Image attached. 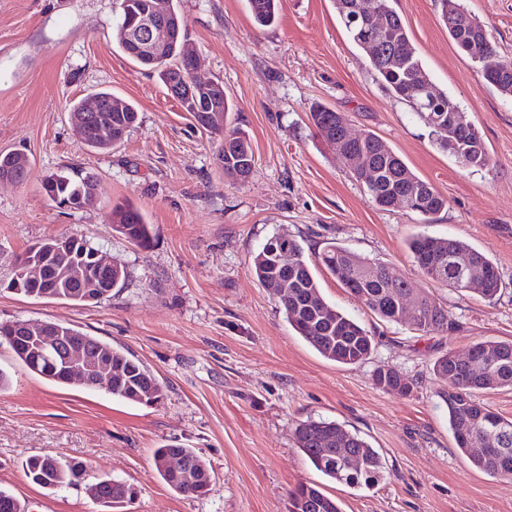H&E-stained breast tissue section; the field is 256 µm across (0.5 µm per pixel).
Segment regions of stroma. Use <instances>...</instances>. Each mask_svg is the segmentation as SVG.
Returning <instances> with one entry per match:
<instances>
[{
  "mask_svg": "<svg viewBox=\"0 0 512 512\" xmlns=\"http://www.w3.org/2000/svg\"><path fill=\"white\" fill-rule=\"evenodd\" d=\"M512 59V0H461ZM198 72L223 81L229 122L249 134L254 173L227 181L207 135L157 76L113 39L115 0H0V154L30 160L22 184L0 182V320L55 321L122 347L164 388L160 405L107 389L58 386L32 374L0 344V489L26 512H108L80 486L44 490L22 468L34 454L79 458L91 476L137 490L123 512H287L288 494L314 483L342 512H512V477L476 470L456 448L435 359L473 343L512 342V99L487 84L448 36L441 0H394L436 88L481 132L490 162L466 169L434 145L410 108L381 85L349 38L334 0H281L268 27L248 0H178ZM107 90L139 119L106 152L73 128V104ZM347 113L354 132L378 135L448 200L423 217L386 211L316 133L309 111ZM75 165L98 184V204L57 208L43 179ZM132 202L155 241L143 250L108 221ZM296 238L307 260L332 242L390 265L429 291L460 324L450 338L423 336L410 321L388 323L314 268L322 297L375 334L370 360L321 357L260 286L251 260L268 238ZM416 234L454 237L486 251L504 283L485 300L428 283L407 248ZM70 235L100 247L128 274L97 304L33 299L7 290L30 245ZM397 367L417 381L408 396L376 388L373 370ZM341 424L376 448L386 472L371 488L328 480L294 443L297 422ZM194 449L211 469L209 494L173 491L153 468L156 448Z\"/></svg>",
  "mask_w": 512,
  "mask_h": 512,
  "instance_id": "stroma-1",
  "label": "stroma"
}]
</instances>
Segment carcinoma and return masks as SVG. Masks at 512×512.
<instances>
[{"label": "carcinoma", "mask_w": 512, "mask_h": 512, "mask_svg": "<svg viewBox=\"0 0 512 512\" xmlns=\"http://www.w3.org/2000/svg\"><path fill=\"white\" fill-rule=\"evenodd\" d=\"M280 0H249L255 22L263 27L273 24L278 15ZM381 15L382 22L373 30L378 42L379 58L368 57V63L385 87L405 103L428 129L432 142L452 154L464 168H483L489 163L488 150L478 129L457 118L458 106L448 96L433 89L432 81L412 46L401 17L392 0H370ZM443 22L453 15L448 35L455 45L479 65L484 80L502 95L512 97V59L500 55L487 33L485 25L472 26L461 19L466 14L459 0H441ZM157 4V0H120L119 19L114 28L118 47L139 66L157 74L170 91L184 83V58L190 50L185 36L184 19L176 0H162L158 20L171 32L170 40L145 53L131 47L132 32L126 25V10L135 6ZM338 15L354 41L366 49L368 29L366 20L351 8H337ZM100 111L86 113L83 125L84 143L95 150H106L121 142L138 119L136 108L107 91L94 94ZM218 103L222 114L231 105L224 93V83L209 80L205 85L176 96L184 111L193 115L203 129L221 136L216 159L224 177L235 184L247 182L253 172L255 157L248 134L239 127H225L224 122H204L198 112L204 99ZM320 137L327 143H341L349 153L363 152L371 159L373 174L365 183L375 204L389 210L395 195L417 197L422 203L418 214L430 216L447 206V200L435 187L418 177L402 158L377 135L368 131L359 137L344 140L347 115L330 108L317 106L310 112ZM102 119L112 120V138L100 139L95 127ZM30 160L23 154L0 156V175H8L22 183L27 179ZM53 182L57 197L78 199L81 208L96 203V181L77 167H68L47 176ZM109 220L115 232L127 241L147 249L153 241L150 224L140 210L129 202L112 207ZM74 249L48 259L31 249L17 263L42 260L47 262L48 274L39 284L24 285L23 295L49 297L76 304H85L86 292L79 283L58 275L65 265L88 262L95 249L85 239H75ZM413 260L429 281L456 288L458 270L451 262L459 261L482 269L480 296L493 299L503 288L500 273L484 251L458 239L417 235L409 243ZM288 252V264L282 265L279 256ZM321 266L346 288L362 308L389 323L402 320L406 302L414 306L412 322L421 335L450 337L460 331V325L448 318V311L422 288H412L406 277L394 274L390 267L333 244L325 246L318 255ZM252 271L260 285L283 310L287 322L299 336L322 357L343 365L363 363L373 355L377 341L361 324L326 302L318 282L309 267L299 241L286 233L270 237L252 258ZM54 328L79 340L80 347L90 356L107 355L115 374L112 376V396L129 402L152 405L163 399L164 389L155 375L133 355L97 337L87 335L71 326L46 321ZM15 356L33 373L60 386L69 382L63 365L36 357L22 340L9 344ZM470 353L485 360L482 366L470 365L448 350L436 359L433 374L448 384L441 399L448 409V423L457 449L481 472L493 477L512 476V418L488 409L476 400L479 392L512 388V343L481 341L473 344ZM374 384L386 391L403 396L411 394L415 382L398 369L383 365L373 372ZM293 438L297 448L316 470L336 482L353 487H372L383 478L384 465L379 452L365 439L347 431L335 421L307 419L296 424ZM179 455L185 461L186 473H169L159 467V461ZM48 455H33L25 463L27 477L46 490L86 481L88 470L79 469L75 459H54L47 465ZM154 468L162 480L182 494L204 495L211 489V472L207 463L191 448L166 445L155 450ZM91 494L101 506L116 510L131 501L135 488L112 478L92 482ZM288 512H341L336 499L312 484H300L288 497Z\"/></svg>", "instance_id": "obj_1"}]
</instances>
